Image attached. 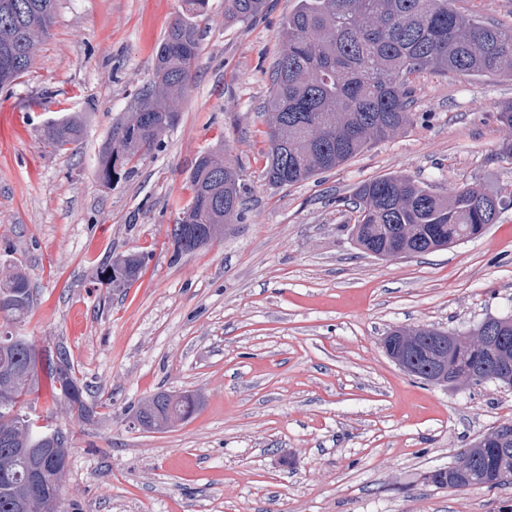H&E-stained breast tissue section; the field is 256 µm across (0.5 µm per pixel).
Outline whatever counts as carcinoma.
Instances as JSON below:
<instances>
[{"instance_id": "obj_1", "label": "carcinoma", "mask_w": 512, "mask_h": 512, "mask_svg": "<svg viewBox=\"0 0 512 512\" xmlns=\"http://www.w3.org/2000/svg\"><path fill=\"white\" fill-rule=\"evenodd\" d=\"M59 2L0 0V86L29 71L39 46L52 36ZM205 3L186 0V12L171 22L156 51L152 81L130 115L111 129L102 150L99 173L105 179L158 146L175 125L200 49L197 18ZM264 6L265 0H224V21H248ZM424 68L473 76L512 74V27L466 19L448 0H297L284 24L267 103L272 112L269 183L304 182L410 123L415 116L410 77ZM83 132L82 119L67 116L49 123L43 143L52 153L66 152ZM190 182L191 202L171 228L177 256L210 245L224 234V225L245 216L240 172L224 158V150L196 158ZM353 197L352 237L363 252L379 258L403 249L416 254L447 249L479 237L498 216L494 196L477 185L444 198L417 180L385 176L359 184ZM143 266V254H121L102 268L100 284L124 288L140 277ZM32 302L23 273L0 280V313L6 319H22ZM486 357L477 338L459 341L448 354V373L466 375ZM39 370L48 373L72 418L90 423L97 417L92 388L75 371L61 372L28 337L0 328V512H44V490L21 484L36 462L30 449L67 450L62 432L50 437L21 419ZM200 406L197 393L161 391L138 406L135 422L161 431L169 418L186 421ZM499 428L495 448L484 450L477 442L456 465L432 472L428 480L456 489L501 484L498 473L512 472V421Z\"/></svg>"}]
</instances>
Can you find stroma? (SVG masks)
I'll list each match as a JSON object with an SVG mask.
<instances>
[{
  "label": "stroma",
  "mask_w": 512,
  "mask_h": 512,
  "mask_svg": "<svg viewBox=\"0 0 512 512\" xmlns=\"http://www.w3.org/2000/svg\"><path fill=\"white\" fill-rule=\"evenodd\" d=\"M193 80L159 147L103 183L108 134L151 82L183 0H60L28 75L0 87V276L21 270L34 303L12 328L66 347L93 385L98 418L31 402L67 438L64 512H499L497 487L439 488L431 471L512 419V387L430 385L384 352L394 328L458 334L512 316V77L425 70L407 124L344 164L292 186L265 178L271 71L295 0L224 21L206 0ZM74 113L71 150L42 131ZM240 170L246 214L177 257L170 230L191 201L190 169L214 149ZM406 176L446 195L473 184L496 223L445 250L378 259L351 237L355 186ZM144 254L141 276L101 287L98 268ZM198 393L199 411L160 432L133 425L160 391Z\"/></svg>",
  "instance_id": "stroma-1"
}]
</instances>
